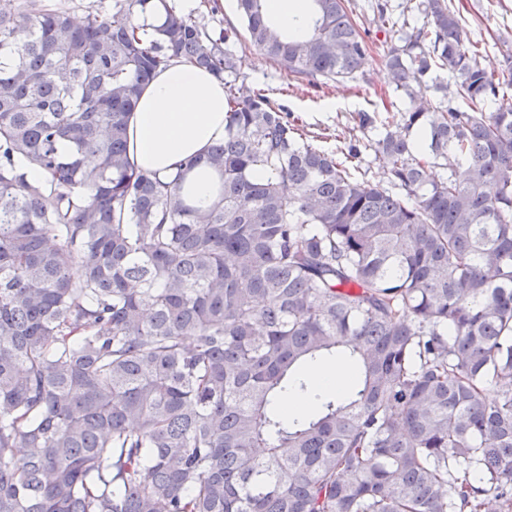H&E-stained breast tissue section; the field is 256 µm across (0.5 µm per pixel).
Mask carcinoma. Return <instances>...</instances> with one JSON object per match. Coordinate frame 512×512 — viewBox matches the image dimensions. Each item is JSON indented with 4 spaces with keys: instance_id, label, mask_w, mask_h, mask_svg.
Returning <instances> with one entry per match:
<instances>
[{
    "instance_id": "carcinoma-1",
    "label": "carcinoma",
    "mask_w": 512,
    "mask_h": 512,
    "mask_svg": "<svg viewBox=\"0 0 512 512\" xmlns=\"http://www.w3.org/2000/svg\"><path fill=\"white\" fill-rule=\"evenodd\" d=\"M173 2L0 4V512H512V53L488 72L420 0L385 54L410 108L339 155L240 77L236 28ZM237 2L288 76L370 57L346 0L301 36ZM174 60L224 82V141L160 176L127 128ZM201 163L205 209L181 192ZM326 357L354 386L312 384ZM288 389L318 410L274 409ZM221 183V177L217 172L199 166L186 173L182 192L191 206L206 208L219 198Z\"/></svg>"
}]
</instances>
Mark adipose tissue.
I'll use <instances>...</instances> for the list:
<instances>
[{
  "label": "adipose tissue",
  "mask_w": 512,
  "mask_h": 512,
  "mask_svg": "<svg viewBox=\"0 0 512 512\" xmlns=\"http://www.w3.org/2000/svg\"><path fill=\"white\" fill-rule=\"evenodd\" d=\"M129 154L139 169L166 175L189 156L204 155L224 138V86L208 72L179 61L142 91L129 119ZM221 177L199 166L185 175L187 202L205 208L220 195Z\"/></svg>",
  "instance_id": "ef3b65f1"
}]
</instances>
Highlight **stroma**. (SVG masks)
I'll list each match as a JSON object with an SVG mask.
<instances>
[{
	"mask_svg": "<svg viewBox=\"0 0 512 512\" xmlns=\"http://www.w3.org/2000/svg\"><path fill=\"white\" fill-rule=\"evenodd\" d=\"M375 0H350L352 18L370 46V58L355 78L321 80L311 84L288 77L272 60L264 57L240 33L234 49L246 82L270 93L288 112V119L316 136L315 146L332 151L336 135L358 127L362 113L403 112L408 99L396 92L385 66L388 43L398 36L400 26L421 25L423 17L410 12L406 0H388L394 27L382 26L374 17ZM459 9L470 40L485 43L484 65L497 71L504 47H512V0H449Z\"/></svg>",
	"mask_w": 512,
	"mask_h": 512,
	"instance_id": "1",
	"label": "stroma"
}]
</instances>
